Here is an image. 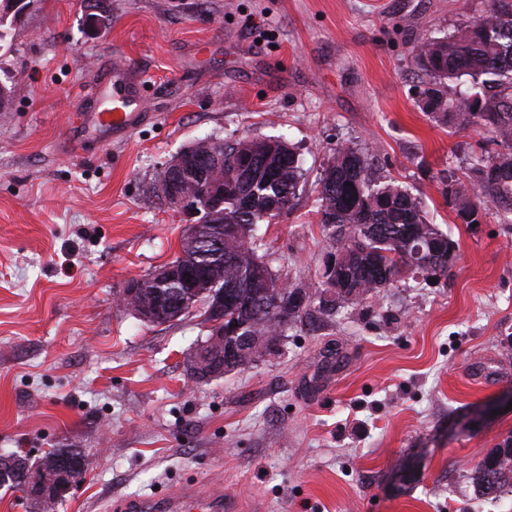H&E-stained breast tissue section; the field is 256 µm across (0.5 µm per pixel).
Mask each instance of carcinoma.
Returning a JSON list of instances; mask_svg holds the SVG:
<instances>
[{
	"label": "carcinoma",
	"mask_w": 512,
	"mask_h": 512,
	"mask_svg": "<svg viewBox=\"0 0 512 512\" xmlns=\"http://www.w3.org/2000/svg\"><path fill=\"white\" fill-rule=\"evenodd\" d=\"M414 62L428 77L419 91L422 109L456 132L481 128L490 134L479 144V185L483 197L454 172L441 177L444 195L463 224L480 221L481 206L492 204L512 223V0H493V7L469 24L444 36L423 35L413 50ZM497 150L490 151L486 144ZM254 165L263 172L249 181L224 188V216L199 229L210 242L204 250L189 237L173 260L186 267L205 265L204 273L226 288L224 318L231 321L239 302L265 293V282L276 281L254 241L258 224L267 222L271 206L286 211L297 196L303 169L294 148L279 139H252ZM241 142H213L209 149L224 159V169L242 164ZM315 199L319 224L330 244L344 255L336 269L335 298H321L334 310L362 301L393 286L403 275L448 273L441 258L455 248L448 235L430 223L421 201L395 180L373 169L368 153L355 146L336 147L323 170ZM249 198L250 209L243 207ZM236 224L238 233L228 231ZM307 308L267 310L255 320L257 336H283L302 320ZM483 497L512 493V436L493 449L471 471Z\"/></svg>",
	"instance_id": "carcinoma-1"
}]
</instances>
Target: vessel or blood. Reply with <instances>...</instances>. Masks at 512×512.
<instances>
[{
	"instance_id": "b4317fda",
	"label": "vessel or blood",
	"mask_w": 512,
	"mask_h": 512,
	"mask_svg": "<svg viewBox=\"0 0 512 512\" xmlns=\"http://www.w3.org/2000/svg\"><path fill=\"white\" fill-rule=\"evenodd\" d=\"M113 107L111 111L90 112L82 115V125L92 132L111 131L113 136L127 137L142 121L135 90L120 75H113L110 86ZM235 498L223 494L198 491L185 486L162 497H143L122 504L120 512H238Z\"/></svg>"
}]
</instances>
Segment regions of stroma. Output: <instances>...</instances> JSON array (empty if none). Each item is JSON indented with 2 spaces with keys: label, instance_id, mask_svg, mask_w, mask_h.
<instances>
[{
  "label": "stroma",
  "instance_id": "1",
  "mask_svg": "<svg viewBox=\"0 0 512 512\" xmlns=\"http://www.w3.org/2000/svg\"><path fill=\"white\" fill-rule=\"evenodd\" d=\"M27 0L0 27V449L89 458L56 512L191 483L247 512H512L471 469L512 434V223L456 221L438 175L471 176L480 129L419 107L411 51L489 0ZM145 78L144 124L78 148L106 67ZM280 137L304 172L259 225L279 280L320 292L331 245L315 211L336 146L364 149L456 244L447 275L405 278L331 311L312 301L277 354L206 383L187 371L209 326L138 318L119 298L188 230L156 195L200 139Z\"/></svg>",
  "mask_w": 512,
  "mask_h": 512
}]
</instances>
